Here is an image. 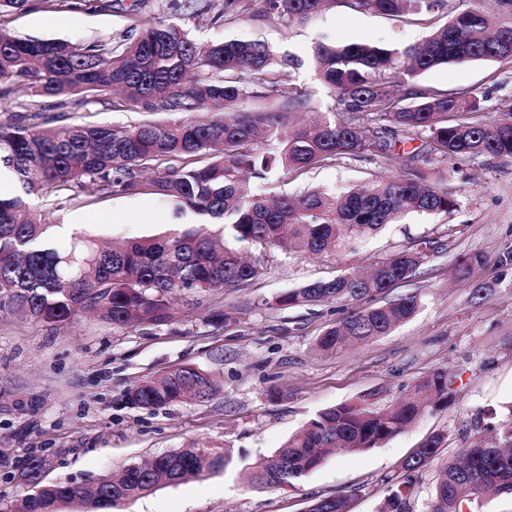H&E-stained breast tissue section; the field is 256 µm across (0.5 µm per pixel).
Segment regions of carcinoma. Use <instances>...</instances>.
I'll return each mask as SVG.
<instances>
[{
	"mask_svg": "<svg viewBox=\"0 0 512 512\" xmlns=\"http://www.w3.org/2000/svg\"><path fill=\"white\" fill-rule=\"evenodd\" d=\"M68 0H0V23L31 7H63ZM329 0H224L223 13L247 14L284 27L304 24ZM438 0H343L357 12L399 16L429 11ZM122 39L93 42L19 38L0 26V99L78 96L123 112L165 114L163 121L128 126L66 123L46 131L22 123L0 124V165L21 193L0 196V303L48 324L62 325L78 311L95 313L121 328L164 326L174 298L186 291L243 288L264 276L261 261L244 260L236 245L261 252L340 253L352 241L378 232L408 213H447L456 207L448 191L408 168L407 159L381 136L376 122L394 126L395 137L421 135L425 156L462 165L478 157L512 158V107L489 117L476 93H448L409 84L440 65L512 60V0H477L423 43L388 49L371 43H318L309 56L318 80L340 112H321L299 126L295 115L311 94L280 90L283 71L296 59L259 40L198 42L168 19L141 24L138 5L128 9ZM273 99L268 106L259 102ZM372 152L388 175L334 194L311 190L269 201L246 190V178L301 175L327 162ZM106 191L169 200L220 225L192 224L155 236L127 239L111 248L75 232L69 246L55 241L58 224L45 222L25 197L53 193L75 199ZM426 258L401 249L372 263L365 276L343 274L281 292V307L333 302L346 312L317 346L336 352L350 340L367 341L414 316L416 296L356 307L406 282ZM493 265L496 281L512 271V248L491 258L464 255L456 271L466 277ZM457 375L436 370L420 378L397 404L377 405L366 393L318 412L266 461L247 475L252 486L294 485L337 449L367 451L400 433L426 413L458 401ZM212 376L182 365L139 383L131 400L144 407L209 399ZM441 445L423 442L403 466L381 512H409L413 478ZM230 462L227 449L181 448L147 462H129L118 484L99 479L96 489L52 483L38 496L19 498L14 512H56L60 501L89 512L151 494L164 481L178 485ZM512 495V426H490V436L464 449L436 478L429 512H475L487 491ZM309 512H346L345 498L315 500Z\"/></svg>",
	"mask_w": 512,
	"mask_h": 512,
	"instance_id": "cac0c4a2",
	"label": "carcinoma"
}]
</instances>
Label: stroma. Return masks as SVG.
I'll list each match as a JSON object with an SVG mask.
<instances>
[{"mask_svg": "<svg viewBox=\"0 0 512 512\" xmlns=\"http://www.w3.org/2000/svg\"><path fill=\"white\" fill-rule=\"evenodd\" d=\"M130 2L121 0L109 10L85 0L73 8H34L10 16L8 27L19 37L115 39L127 28L123 7ZM209 2L210 10L181 17L192 36L260 40L277 53L302 58L301 66L286 69L285 81L307 87L316 112L330 98L304 59L308 48L321 42L413 45L473 4L440 0L430 13L395 18L355 13L338 2L306 24L285 28L258 18L218 17L223 0ZM413 81L486 94L485 107L493 115L512 108L511 61L437 67ZM20 117L40 126L52 119L118 126L141 119L139 113L85 104L76 96L30 98L20 108L0 104V124ZM384 174L379 157L367 152L295 179H254L250 187L265 196L303 189L341 193ZM437 176L455 198L454 210L407 214L336 255L266 253V272L251 286L177 296L168 326L118 328L82 313L54 328L0 310V512H14L24 492L18 477L31 457L44 459L46 481L77 484L190 445L227 448L232 460L219 472L160 484L112 512H307L312 500L331 495L344 496L348 512H378L389 479L400 476L404 461L438 434L442 444L421 470L412 495L413 512H428L441 468L484 437L480 417L490 410L505 417L512 404V283L496 282L491 267L465 280L454 273L465 253L492 256L512 245V159L478 158L459 170L445 162ZM28 202L50 223L106 243L156 234L174 222L172 204L147 195L102 191L67 200L44 194ZM420 239L433 243L429 258L413 278L386 293L390 300L415 295L418 311L388 334L322 354L315 343L338 320L335 305L282 309L272 303L283 289L364 270L374 258ZM481 283L491 289L476 304L471 292ZM224 310L229 320L212 324V315ZM183 364L212 374L220 392L209 400L158 408L131 403L128 393L135 385ZM438 369L460 377L459 399L451 409L425 415L380 447L337 453L294 486L248 485L247 473L322 409L371 391L381 402H396L416 380Z\"/></svg>", "mask_w": 512, "mask_h": 512, "instance_id": "1", "label": "stroma"}]
</instances>
